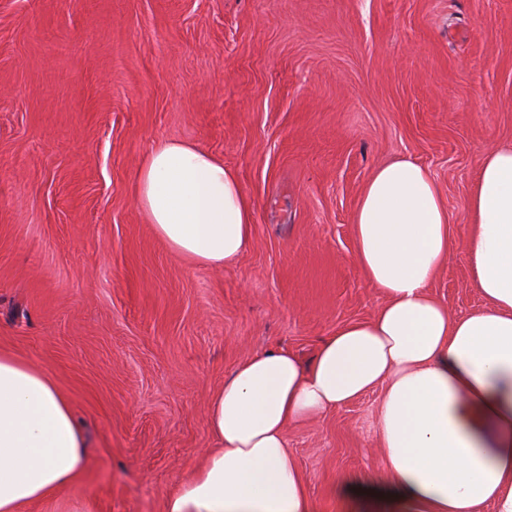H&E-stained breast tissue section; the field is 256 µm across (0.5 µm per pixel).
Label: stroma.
I'll return each mask as SVG.
<instances>
[{"label": "stroma", "mask_w": 512, "mask_h": 512, "mask_svg": "<svg viewBox=\"0 0 512 512\" xmlns=\"http://www.w3.org/2000/svg\"><path fill=\"white\" fill-rule=\"evenodd\" d=\"M166 139L223 157L252 200L224 269L182 262L135 204L132 172ZM510 143L512 0H0V351L55 378L87 457L25 512H162L239 362H308L369 319L383 298L351 220L381 164L430 170L457 242L430 291L482 306L469 198L480 155ZM380 396L288 428L320 512L386 481Z\"/></svg>", "instance_id": "35a3bbf8"}]
</instances>
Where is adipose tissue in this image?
<instances>
[{
    "instance_id": "obj_1",
    "label": "adipose tissue",
    "mask_w": 512,
    "mask_h": 512,
    "mask_svg": "<svg viewBox=\"0 0 512 512\" xmlns=\"http://www.w3.org/2000/svg\"><path fill=\"white\" fill-rule=\"evenodd\" d=\"M132 185L155 236L186 264L220 270L248 248L251 201L212 152L158 141ZM450 224L435 179L413 158L372 173L352 233L357 264L384 304L323 338L310 363L280 349L237 364L209 402L216 446L166 495L163 512H317L286 429L375 387L388 479L343 485V499L372 497L392 512H512V145L478 162L465 250L484 304L460 316L428 290L450 257ZM86 463L55 380L0 352V512L48 499Z\"/></svg>"
}]
</instances>
